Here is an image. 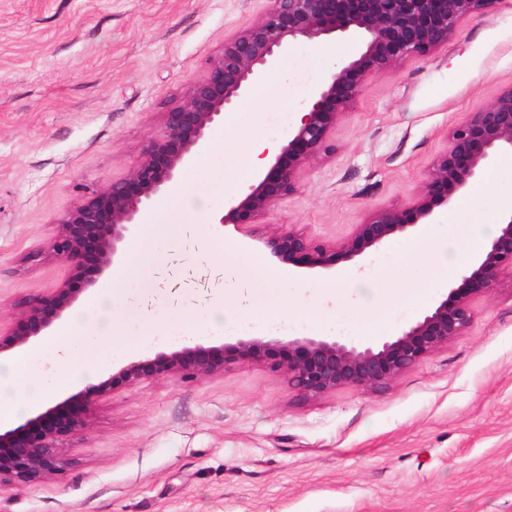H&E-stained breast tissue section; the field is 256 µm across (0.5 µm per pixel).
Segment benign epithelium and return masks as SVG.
<instances>
[{
	"label": "benign epithelium",
	"mask_w": 512,
	"mask_h": 512,
	"mask_svg": "<svg viewBox=\"0 0 512 512\" xmlns=\"http://www.w3.org/2000/svg\"><path fill=\"white\" fill-rule=\"evenodd\" d=\"M267 8L236 35L224 40L205 63L203 76L187 86L164 113L163 129L146 139L129 174L89 191L58 221L49 249L74 273L83 272L91 239L98 273L120 258L137 217L160 195L192 157L206 147V132L224 119L277 53L297 41L350 31L363 38L358 57L334 68L311 93L300 123L288 134L268 173L231 201L233 217L260 218L298 190L300 174L332 150L330 134L352 109L372 74H390L407 60L425 57L458 33L470 15L487 14L500 0H267ZM512 152V86L454 127L448 147L428 168L417 198L406 209L371 211L353 232L331 247L290 228L262 240L269 255L310 270L327 271L337 259L363 258L417 224H430L435 208L451 203L501 152ZM512 265V215L482 253L460 275L445 299L422 320L376 347L342 339L300 337L241 339L234 344L195 343L150 360L131 361L98 386L78 393L81 405L49 427L46 421L67 406L38 413L13 429L0 430V484L47 479L65 465L58 442L85 426L84 406L96 396L145 379L178 375L184 380L224 373L227 358L266 363L288 378L300 395L316 399L339 387L384 388L408 367L448 346L470 323L475 295L495 287L503 267ZM76 290L58 291L21 312L18 328L0 336V356L37 341L75 303Z\"/></svg>",
	"instance_id": "obj_1"
}]
</instances>
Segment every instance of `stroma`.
<instances>
[{"label": "stroma", "instance_id": "1", "mask_svg": "<svg viewBox=\"0 0 512 512\" xmlns=\"http://www.w3.org/2000/svg\"><path fill=\"white\" fill-rule=\"evenodd\" d=\"M267 0H0V332L30 302L74 282L50 253L59 219L92 188L127 176L164 113L204 74L225 38ZM362 41L339 34L284 48L258 100L243 99L207 134L206 165L226 122L245 149L256 122L301 106L332 61ZM313 74L302 84L296 63ZM512 86V0L465 18L448 45L374 75L331 134L335 150L298 191L253 223L227 224L223 205L199 213L222 234L231 263L198 231L159 238L131 274L137 300L125 334L142 335L140 307L160 322L192 320L254 261L289 284L261 240L291 225L328 243L372 210L412 205L451 127ZM430 245L408 261L380 248L341 271L383 265L388 288L429 272ZM469 326L378 391L341 387L301 398L263 363L177 376L97 397L87 425L60 445L69 463L27 484L0 486V512H512V270L472 300Z\"/></svg>", "mask_w": 512, "mask_h": 512}]
</instances>
